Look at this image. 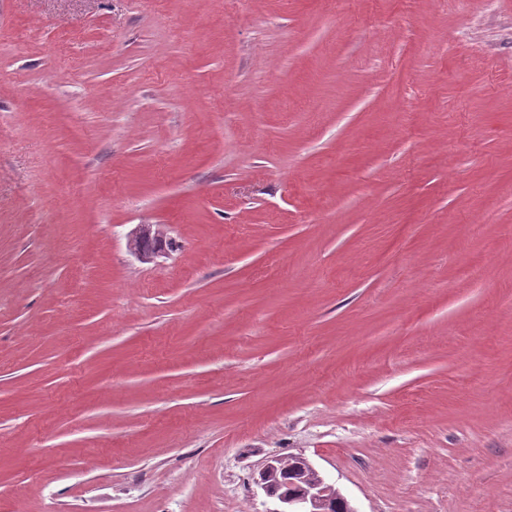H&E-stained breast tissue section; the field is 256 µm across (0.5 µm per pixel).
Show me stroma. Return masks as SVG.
<instances>
[{"label":"stroma","instance_id":"obj_1","mask_svg":"<svg viewBox=\"0 0 512 512\" xmlns=\"http://www.w3.org/2000/svg\"><path fill=\"white\" fill-rule=\"evenodd\" d=\"M289 455L512 512V0H0V512Z\"/></svg>","mask_w":512,"mask_h":512}]
</instances>
